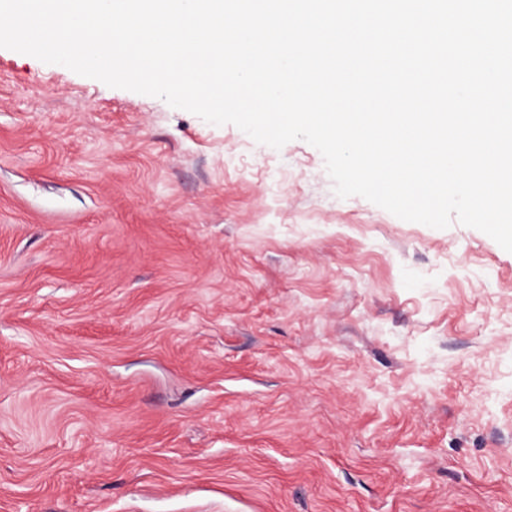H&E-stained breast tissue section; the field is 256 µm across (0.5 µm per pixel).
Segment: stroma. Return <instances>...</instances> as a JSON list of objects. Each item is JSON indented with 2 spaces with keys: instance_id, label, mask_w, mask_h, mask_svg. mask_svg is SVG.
Returning a JSON list of instances; mask_svg holds the SVG:
<instances>
[{
  "instance_id": "1",
  "label": "stroma",
  "mask_w": 512,
  "mask_h": 512,
  "mask_svg": "<svg viewBox=\"0 0 512 512\" xmlns=\"http://www.w3.org/2000/svg\"><path fill=\"white\" fill-rule=\"evenodd\" d=\"M0 512H512V253L0 48Z\"/></svg>"
}]
</instances>
